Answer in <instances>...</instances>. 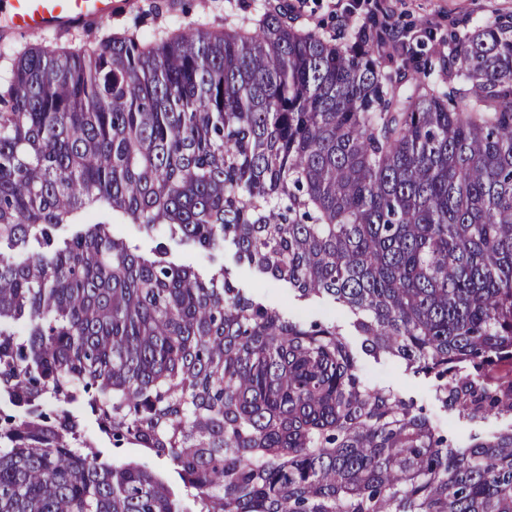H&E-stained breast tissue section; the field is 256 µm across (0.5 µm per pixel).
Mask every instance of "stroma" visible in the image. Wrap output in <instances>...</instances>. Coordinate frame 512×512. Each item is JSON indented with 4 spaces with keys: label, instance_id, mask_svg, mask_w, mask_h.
Returning a JSON list of instances; mask_svg holds the SVG:
<instances>
[{
    "label": "stroma",
    "instance_id": "35a3bbf8",
    "mask_svg": "<svg viewBox=\"0 0 512 512\" xmlns=\"http://www.w3.org/2000/svg\"><path fill=\"white\" fill-rule=\"evenodd\" d=\"M227 5V0H115L107 25L89 21L72 25L61 33L25 35L16 34L8 19L0 17V44H8L20 52L48 42L71 46L95 41L107 31L124 33L138 28L161 35L176 18L220 27L224 24ZM340 9L351 10L360 23L388 20L397 26L400 39L406 40L414 50L430 56L447 51L449 30L462 35L478 23L512 18V0H339L335 6L329 0H305L303 10L292 16L291 22L296 28L332 38L344 30L336 15ZM168 247L169 261L193 265L203 273L219 265L226 266L246 296L281 309L287 317L336 322L352 348L359 350L361 339L354 335L348 315L332 301L299 300L287 284L267 280L248 265L237 264L229 248L208 253L176 241L169 242ZM358 362L360 374L367 384L390 386L413 398L426 408L433 422L447 429L453 443L468 442L471 427L440 407L428 379L407 374L403 366L393 360L377 362L360 354Z\"/></svg>",
    "mask_w": 512,
    "mask_h": 512
}]
</instances>
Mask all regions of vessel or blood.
I'll return each mask as SVG.
<instances>
[{
    "label": "vessel or blood",
    "mask_w": 512,
    "mask_h": 512,
    "mask_svg": "<svg viewBox=\"0 0 512 512\" xmlns=\"http://www.w3.org/2000/svg\"><path fill=\"white\" fill-rule=\"evenodd\" d=\"M113 0H0L13 28L21 34L63 29L88 20L111 16Z\"/></svg>",
    "instance_id": "obj_1"
}]
</instances>
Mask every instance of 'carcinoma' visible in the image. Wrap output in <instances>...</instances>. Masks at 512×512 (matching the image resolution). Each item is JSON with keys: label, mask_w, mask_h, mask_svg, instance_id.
Segmentation results:
<instances>
[{"label": "carcinoma", "mask_w": 512, "mask_h": 512, "mask_svg": "<svg viewBox=\"0 0 512 512\" xmlns=\"http://www.w3.org/2000/svg\"><path fill=\"white\" fill-rule=\"evenodd\" d=\"M388 22L40 44L0 78V512H512V424L463 447L364 382L336 323L102 210L352 316L471 426L512 420V22L425 62ZM166 458L103 459L69 407ZM103 220L112 222V230L114 233L124 238L133 248L137 249V253L149 255L154 248L157 240L148 236L143 232L137 224H127L116 215L105 214Z\"/></svg>", "instance_id": "1"}]
</instances>
